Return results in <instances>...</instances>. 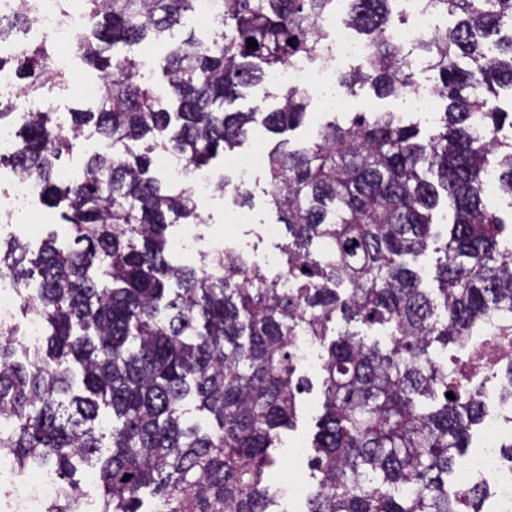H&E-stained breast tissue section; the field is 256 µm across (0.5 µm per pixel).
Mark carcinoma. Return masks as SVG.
I'll return each instance as SVG.
<instances>
[{
  "label": "carcinoma",
  "mask_w": 512,
  "mask_h": 512,
  "mask_svg": "<svg viewBox=\"0 0 512 512\" xmlns=\"http://www.w3.org/2000/svg\"><path fill=\"white\" fill-rule=\"evenodd\" d=\"M87 2L78 52L102 73L100 97L69 113L65 127L49 112H26L17 132L14 165L41 203H66L73 244L53 241L29 259L16 238L0 259L23 306L50 330L46 351L24 346L23 362L15 335L0 339V419L10 422L0 448L20 466L50 463L65 478L110 438L97 471L101 512H141L146 493L157 512H272L270 449L293 425L303 382L292 338L309 336L323 348L324 401L307 512H460L463 504L482 512L480 488L451 493L445 476L484 401L465 377L448 374L435 345L479 340L493 317L512 334V230L483 184L493 171L512 196V140L498 138L504 112L495 103V87L512 89V0H432L460 16L413 47L437 72L444 131L424 141L417 124L393 112H357L269 152L270 204L288 232V287L242 252L204 255L198 268L171 265L166 230L198 215L188 193L150 174L152 153L208 171L245 144L254 123L274 134L299 127L309 106L302 91L280 93L271 112L224 104L291 58L323 59L319 22L337 0H224L209 42L172 41L158 60L169 109L137 81L127 49L167 38L193 0ZM348 2L347 24L372 57L339 74V85L401 95L415 80L394 36L392 0ZM250 39L257 46L247 47ZM8 64L29 89L64 79L44 45ZM90 124L104 147L61 186L56 161ZM476 126L489 139L477 140ZM148 138L143 151L131 148ZM214 189L240 205L249 199L227 174ZM443 201L449 240L436 265L439 288L429 291L405 258L427 249ZM338 317L385 326L388 342L338 333ZM74 363L83 394L66 403ZM190 397L213 417L212 430L185 423ZM106 408L112 425L98 433Z\"/></svg>",
  "instance_id": "carcinoma-1"
}]
</instances>
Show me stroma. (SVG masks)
Listing matches in <instances>:
<instances>
[{"label":"stroma","instance_id":"35a3bbf8","mask_svg":"<svg viewBox=\"0 0 512 512\" xmlns=\"http://www.w3.org/2000/svg\"><path fill=\"white\" fill-rule=\"evenodd\" d=\"M356 112H394L417 122L422 134L434 130L431 116L412 111L404 98L377 96L370 87L357 89L356 93H340L335 112L322 111L318 100H311L307 118L299 128L286 132V139L297 144L305 140L319 124L335 119L345 121ZM251 205H235L231 196L218 191L197 202L199 219L192 227L175 224L167 231V258L175 265L198 264L201 255L214 251L218 242L246 252L252 262L268 267L272 258L278 257L279 247L287 240L285 231L269 235L267 228L275 224L276 215L267 205L270 190L266 172L257 173L249 183ZM26 227L23 236L30 254H37L45 241H68V230L59 218V212L45 206H37L28 214L0 217V251H6L12 229ZM306 379L307 389L297 397L298 415L293 428L283 430L280 443L274 451L277 466L269 476L270 493L275 512H305L306 491L315 482L311 458L314 454L312 441L317 431L316 421L321 413L322 377L318 367L303 365L298 370Z\"/></svg>","mask_w":512,"mask_h":512}]
</instances>
